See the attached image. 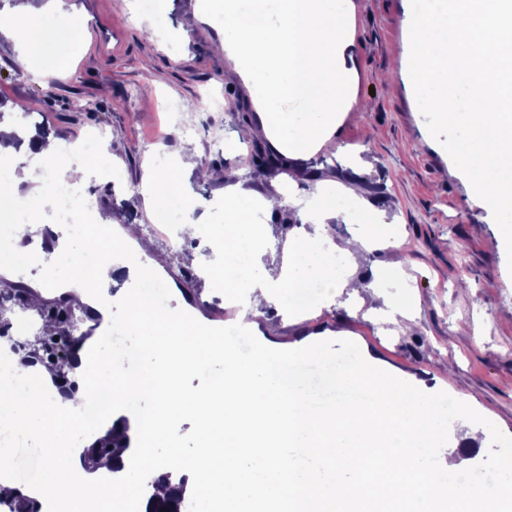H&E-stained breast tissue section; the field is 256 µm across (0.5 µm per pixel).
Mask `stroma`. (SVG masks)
<instances>
[{"label": "stroma", "mask_w": 512, "mask_h": 512, "mask_svg": "<svg viewBox=\"0 0 512 512\" xmlns=\"http://www.w3.org/2000/svg\"><path fill=\"white\" fill-rule=\"evenodd\" d=\"M352 3L357 106L337 126L333 147L320 154L383 184L379 208L406 264L393 269L390 250L374 249L357 272L352 295L333 302L315 296L305 309L307 321L299 324L282 320L281 303L273 301L266 315L278 320V330L262 324L255 335L275 349L310 345L319 333L330 340L344 335L394 376L454 395L512 436V269L503 235L491 209L430 135L410 94L411 0ZM212 8V0H163L161 13L143 16L135 0H62L64 12L86 20L88 37L73 39L52 68L22 62L8 26H0V100L6 104L0 121L11 124L21 104L31 125L62 142L82 141L92 132L111 139V154L88 172L82 187L98 202L95 220L120 235L138 225L141 237L168 257L164 279L173 304L189 292L220 313L228 290L209 261L224 242L225 173L257 196L271 183H289L287 173L259 174L247 164L253 145L270 142L244 135L245 127H259L260 107L235 61L218 49L224 29L211 21ZM160 26L181 38L179 59L156 37ZM213 97L222 99V110L208 107ZM152 173L171 182L187 220L197 225L180 243L150 230L154 213L141 190ZM190 254L197 264L188 265ZM187 267L195 280L182 277ZM373 281L386 285L388 294L410 297L411 335L382 323L384 303L374 298ZM367 307L373 315H364Z\"/></svg>", "instance_id": "1"}]
</instances>
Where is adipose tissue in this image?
<instances>
[{
	"label": "adipose tissue",
	"instance_id": "obj_1",
	"mask_svg": "<svg viewBox=\"0 0 512 512\" xmlns=\"http://www.w3.org/2000/svg\"><path fill=\"white\" fill-rule=\"evenodd\" d=\"M277 4L276 21L249 32L227 7H218L213 19L224 27L225 53L247 63L246 82L261 103L266 136L273 146L287 150L290 159L299 161L331 145L337 124L356 102L352 93L356 76L353 13L350 0H277ZM11 37L27 59L41 51L49 32L32 19L30 6L23 5L14 16ZM285 98L298 103L299 111L280 110ZM26 143L29 154L53 162L58 178L64 181L82 179L99 161L81 143L66 149L50 134H28ZM342 198L352 202V209L339 206ZM294 203V195L279 185L272 194L262 196L238 183L224 189V206L232 221L224 227V250L210 265L223 270L228 287L239 290V320L244 328L255 327L276 295L306 283L308 276L322 283L323 297L332 301L351 287V270L374 246L388 247L395 254L400 251L380 211L356 183L337 185L323 180L315 183L309 202L301 209L302 227L290 235L281 261L264 264L256 251L267 231L260 216ZM340 219L363 224V233L334 242L330 228ZM340 258L347 271L339 275L335 268Z\"/></svg>",
	"mask_w": 512,
	"mask_h": 512
}]
</instances>
